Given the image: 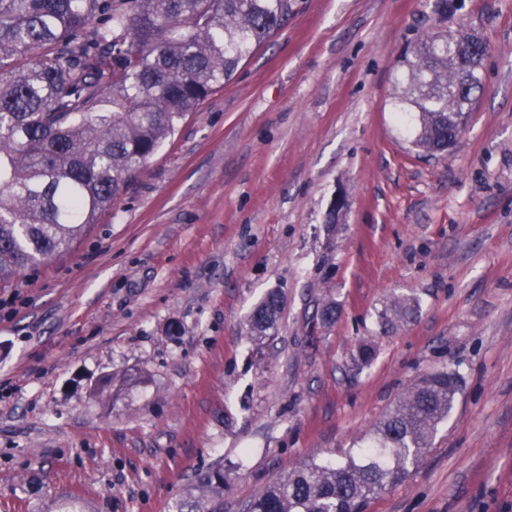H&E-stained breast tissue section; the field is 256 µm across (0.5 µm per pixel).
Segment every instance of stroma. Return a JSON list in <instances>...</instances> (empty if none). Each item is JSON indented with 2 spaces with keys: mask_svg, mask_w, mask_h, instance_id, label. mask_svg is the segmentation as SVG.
Returning <instances> with one entry per match:
<instances>
[{
  "mask_svg": "<svg viewBox=\"0 0 512 512\" xmlns=\"http://www.w3.org/2000/svg\"><path fill=\"white\" fill-rule=\"evenodd\" d=\"M441 29L484 43L483 89L427 156L394 97ZM394 294L420 315L385 334ZM327 298L340 315L313 326ZM446 368L432 447L362 512H512V0H296L70 252L0 282V512H174L219 462L242 512ZM282 304L281 293L272 290L253 309L248 320V337L252 342L262 344L269 336H274Z\"/></svg>",
  "mask_w": 512,
  "mask_h": 512,
  "instance_id": "stroma-1",
  "label": "stroma"
}]
</instances>
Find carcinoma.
Wrapping results in <instances>:
<instances>
[{
	"instance_id": "1",
	"label": "carcinoma",
	"mask_w": 512,
	"mask_h": 512,
	"mask_svg": "<svg viewBox=\"0 0 512 512\" xmlns=\"http://www.w3.org/2000/svg\"><path fill=\"white\" fill-rule=\"evenodd\" d=\"M294 0H0V281L69 251L175 136L187 114L281 30ZM483 43L433 33L401 60L394 111L423 154L448 151L481 89ZM283 297L268 292L248 320L257 344L275 334ZM420 303L382 302L385 332ZM333 300L316 321L335 323ZM459 376L420 377L343 460H309L253 496L243 512H360L405 481L433 444ZM224 466L195 476L176 512H224Z\"/></svg>"
}]
</instances>
